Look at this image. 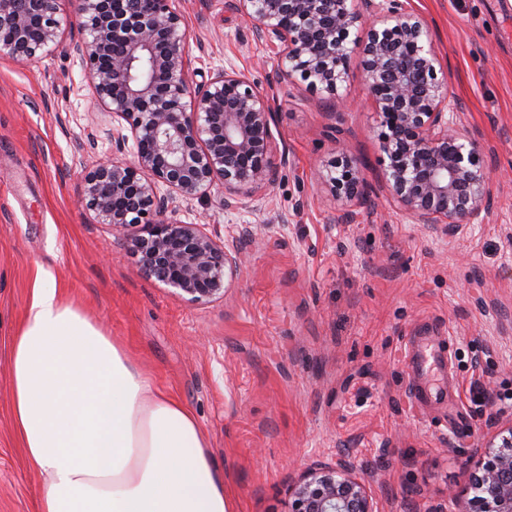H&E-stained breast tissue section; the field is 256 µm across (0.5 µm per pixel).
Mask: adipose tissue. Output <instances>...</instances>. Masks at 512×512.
Instances as JSON below:
<instances>
[{
	"instance_id": "ef3b65f1",
	"label": "adipose tissue",
	"mask_w": 512,
	"mask_h": 512,
	"mask_svg": "<svg viewBox=\"0 0 512 512\" xmlns=\"http://www.w3.org/2000/svg\"><path fill=\"white\" fill-rule=\"evenodd\" d=\"M12 414L38 512H230L193 412L38 268L11 350Z\"/></svg>"
}]
</instances>
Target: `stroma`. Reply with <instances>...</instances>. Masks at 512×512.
Returning a JSON list of instances; mask_svg holds the SVG:
<instances>
[{
  "label": "stroma",
  "mask_w": 512,
  "mask_h": 512,
  "mask_svg": "<svg viewBox=\"0 0 512 512\" xmlns=\"http://www.w3.org/2000/svg\"><path fill=\"white\" fill-rule=\"evenodd\" d=\"M408 2L448 64L459 128L487 149L490 212L454 238L413 223L389 193L359 66L337 95L311 91L280 79L227 0H174L190 80L244 71L276 112L280 170L263 200L228 211L217 186L179 203L180 220L221 238L267 227L208 304L141 276L125 237L82 206L83 171L112 155V115L94 106L79 62L60 51L24 66L0 57V512H37L41 477L16 434L10 352L40 266L195 414L233 512H288L298 466L339 452L362 466L379 512H427L466 488L486 425L512 414V323L489 306L512 311V0ZM91 133L95 150H80ZM341 147L367 184L349 223L319 180ZM426 329L450 345L467 431L411 402L405 348ZM477 369L495 407L473 402Z\"/></svg>",
  "instance_id": "stroma-1"
}]
</instances>
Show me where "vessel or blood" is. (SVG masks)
<instances>
[{"instance_id": "vessel-or-blood-1", "label": "vessel or blood", "mask_w": 512, "mask_h": 512, "mask_svg": "<svg viewBox=\"0 0 512 512\" xmlns=\"http://www.w3.org/2000/svg\"><path fill=\"white\" fill-rule=\"evenodd\" d=\"M449 358L443 343L434 336H415L410 340L406 368L413 404L425 409L447 402L455 388L447 376Z\"/></svg>"}]
</instances>
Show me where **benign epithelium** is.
<instances>
[{
  "label": "benign epithelium",
  "instance_id": "7a95c632",
  "mask_svg": "<svg viewBox=\"0 0 512 512\" xmlns=\"http://www.w3.org/2000/svg\"><path fill=\"white\" fill-rule=\"evenodd\" d=\"M58 0H0V56L32 63L61 44ZM281 74L337 93L353 56L379 116L384 175L416 224L448 235L479 223L492 200L479 141L456 124L448 68L425 20L407 0H229ZM80 37L65 45L85 70L95 102L112 113V159L82 177V202L100 224L126 236L142 274L191 303H208L245 263L243 224L223 240L175 218L178 200L224 188V210L258 201L277 176L269 97L246 73L222 69L194 86L188 31L171 0H76ZM134 143V150L128 143ZM130 158H125V155ZM333 198L366 195L360 168L340 153L320 175ZM466 489L430 512H512V415L487 426ZM288 512H378L355 459L338 453L304 468Z\"/></svg>",
  "mask_w": 512,
  "mask_h": 512
}]
</instances>
